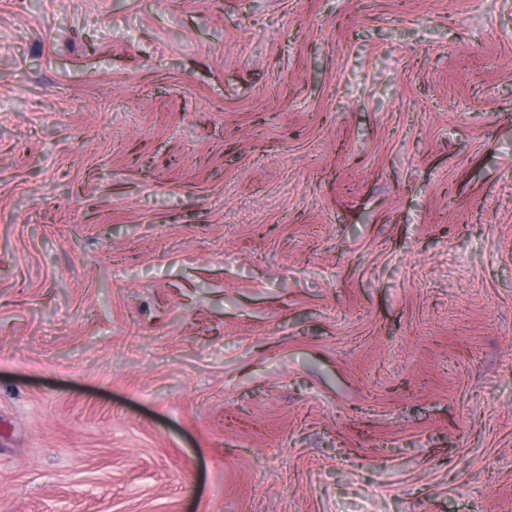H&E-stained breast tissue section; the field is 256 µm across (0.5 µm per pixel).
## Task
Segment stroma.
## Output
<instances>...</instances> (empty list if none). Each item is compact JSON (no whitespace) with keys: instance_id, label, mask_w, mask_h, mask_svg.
Returning <instances> with one entry per match:
<instances>
[{"instance_id":"obj_1","label":"stroma","mask_w":512,"mask_h":512,"mask_svg":"<svg viewBox=\"0 0 512 512\" xmlns=\"http://www.w3.org/2000/svg\"><path fill=\"white\" fill-rule=\"evenodd\" d=\"M0 512H512V0H0Z\"/></svg>"}]
</instances>
